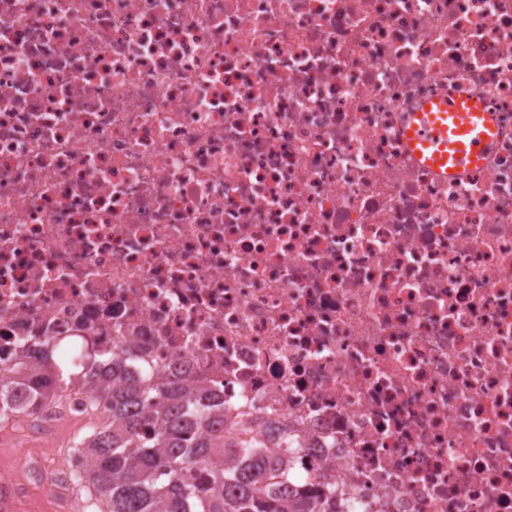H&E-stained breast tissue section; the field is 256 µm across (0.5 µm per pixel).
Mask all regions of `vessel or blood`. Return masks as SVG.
Masks as SVG:
<instances>
[{
  "instance_id": "b4317fda",
  "label": "vessel or blood",
  "mask_w": 512,
  "mask_h": 512,
  "mask_svg": "<svg viewBox=\"0 0 512 512\" xmlns=\"http://www.w3.org/2000/svg\"><path fill=\"white\" fill-rule=\"evenodd\" d=\"M494 138L493 117L476 94L424 103L404 130L414 158L451 178L480 166Z\"/></svg>"
}]
</instances>
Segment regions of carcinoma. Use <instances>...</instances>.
<instances>
[{
	"label": "carcinoma",
	"mask_w": 512,
	"mask_h": 512,
	"mask_svg": "<svg viewBox=\"0 0 512 512\" xmlns=\"http://www.w3.org/2000/svg\"><path fill=\"white\" fill-rule=\"evenodd\" d=\"M59 347L12 350L24 380L0 374V421L38 396L60 400L69 387L103 407L106 424L75 442L96 461L86 478L99 512H348L328 474L285 499L261 487L277 477L274 458L243 448L241 462L213 463L224 422L177 382L136 374L123 354L66 373L54 359Z\"/></svg>",
	"instance_id": "1"
}]
</instances>
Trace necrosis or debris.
I'll return each mask as SVG.
<instances>
[{
    "instance_id": "obj_1",
    "label": "necrosis or debris",
    "mask_w": 512,
    "mask_h": 512,
    "mask_svg": "<svg viewBox=\"0 0 512 512\" xmlns=\"http://www.w3.org/2000/svg\"><path fill=\"white\" fill-rule=\"evenodd\" d=\"M472 93L445 179L405 119ZM0 333L221 395L353 512H512V0H0ZM408 115L403 133L408 150L448 178L480 166L494 142L495 123L478 94L429 101Z\"/></svg>"
}]
</instances>
